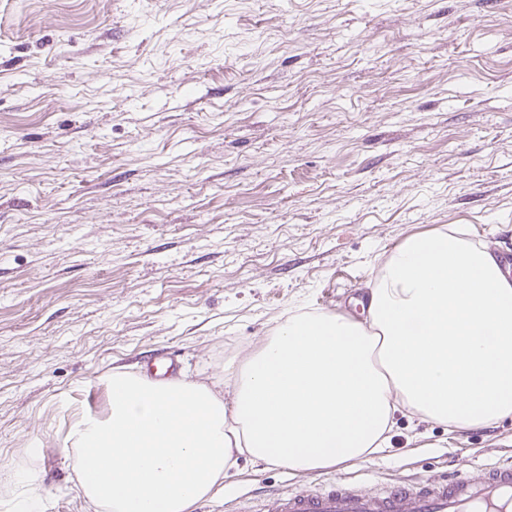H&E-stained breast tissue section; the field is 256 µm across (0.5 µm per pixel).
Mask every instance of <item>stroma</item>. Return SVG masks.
<instances>
[{
	"label": "stroma",
	"mask_w": 512,
	"mask_h": 512,
	"mask_svg": "<svg viewBox=\"0 0 512 512\" xmlns=\"http://www.w3.org/2000/svg\"><path fill=\"white\" fill-rule=\"evenodd\" d=\"M451 228L512 245V0H0V512H102L69 434L113 371L223 384ZM386 437L316 472L240 455L195 512L471 473L512 416L400 407Z\"/></svg>",
	"instance_id": "stroma-1"
}]
</instances>
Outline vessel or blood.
<instances>
[{
    "label": "vessel or blood",
    "mask_w": 512,
    "mask_h": 512,
    "mask_svg": "<svg viewBox=\"0 0 512 512\" xmlns=\"http://www.w3.org/2000/svg\"><path fill=\"white\" fill-rule=\"evenodd\" d=\"M257 512H512V461L489 462L472 474L453 468L397 479L381 491L336 480L264 498Z\"/></svg>",
    "instance_id": "1"
}]
</instances>
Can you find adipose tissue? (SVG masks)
I'll return each instance as SVG.
<instances>
[{"mask_svg": "<svg viewBox=\"0 0 512 512\" xmlns=\"http://www.w3.org/2000/svg\"><path fill=\"white\" fill-rule=\"evenodd\" d=\"M367 311L289 316L226 367L223 397L113 372L108 415L72 428L85 495L108 512H193L239 454L291 471L364 459L400 404L449 426L512 415V278L487 249L458 230L408 238Z\"/></svg>", "mask_w": 512, "mask_h": 512, "instance_id": "ef3b65f1", "label": "adipose tissue"}]
</instances>
